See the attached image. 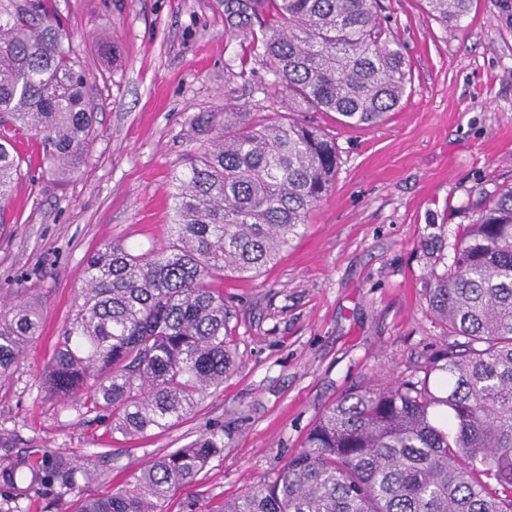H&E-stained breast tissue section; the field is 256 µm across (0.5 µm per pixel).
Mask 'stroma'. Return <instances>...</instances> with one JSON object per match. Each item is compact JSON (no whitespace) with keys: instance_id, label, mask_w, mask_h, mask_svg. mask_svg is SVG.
Returning a JSON list of instances; mask_svg holds the SVG:
<instances>
[{"instance_id":"obj_1","label":"stroma","mask_w":512,"mask_h":512,"mask_svg":"<svg viewBox=\"0 0 512 512\" xmlns=\"http://www.w3.org/2000/svg\"><path fill=\"white\" fill-rule=\"evenodd\" d=\"M380 4L411 88L365 129L303 113L336 140L335 183L276 264L225 278L238 313L232 374L183 422L126 437L42 379L77 310L83 267L110 241L142 250L170 241L171 176L203 141L194 116L228 104L271 113L281 102L249 31L228 26L224 0H55L91 75L97 123L80 174L61 187L35 165L38 138L18 135L0 303L25 297L40 334L0 379V469L20 456L63 457L75 488L38 484L18 497L0 488V512H75L81 498L133 481L212 431L223 448L170 492L163 512H215L272 481L326 405L360 385L421 379L454 344L428 288L461 229L512 186V32L488 0L448 27L421 0ZM104 43L116 55L103 54Z\"/></svg>"}]
</instances>
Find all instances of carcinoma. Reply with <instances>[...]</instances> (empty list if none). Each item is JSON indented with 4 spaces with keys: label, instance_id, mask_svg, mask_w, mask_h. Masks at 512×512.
Listing matches in <instances>:
<instances>
[{
    "label": "carcinoma",
    "instance_id": "obj_1",
    "mask_svg": "<svg viewBox=\"0 0 512 512\" xmlns=\"http://www.w3.org/2000/svg\"><path fill=\"white\" fill-rule=\"evenodd\" d=\"M489 3L511 32L512 0ZM472 4L424 0V10L446 26ZM224 12L242 28L259 20L253 41L284 111L226 104L193 118L207 138L172 175L174 240L144 253L108 242L87 260L82 304L43 372L55 395L85 397L125 435L165 429L223 386L236 317L224 276L259 275L332 188L335 141L299 114L334 112L344 127H372L410 84L378 0H224ZM96 112L54 0H0V224L21 176L9 130L40 136L43 172L64 183L81 172ZM428 300L459 340L423 379L342 395L273 481L221 512H512V187L463 230ZM39 331L28 303L0 310V377ZM220 447L217 433L202 435L78 512H162L171 489L195 479ZM69 470L63 458L49 466L24 456L0 471V486L66 484Z\"/></svg>",
    "mask_w": 512,
    "mask_h": 512
}]
</instances>
